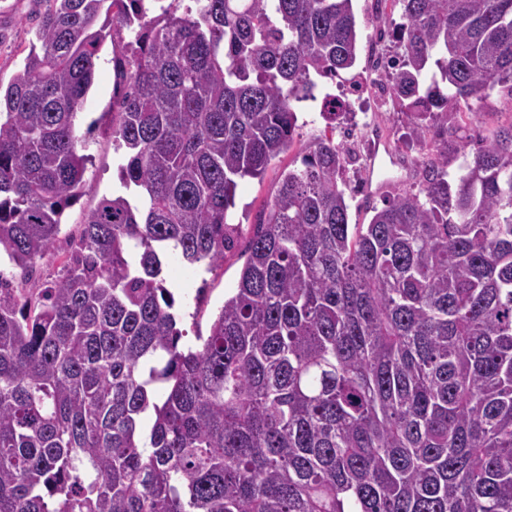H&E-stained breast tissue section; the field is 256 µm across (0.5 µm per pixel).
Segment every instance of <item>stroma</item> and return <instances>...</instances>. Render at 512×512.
<instances>
[{"label":"stroma","instance_id":"1","mask_svg":"<svg viewBox=\"0 0 512 512\" xmlns=\"http://www.w3.org/2000/svg\"><path fill=\"white\" fill-rule=\"evenodd\" d=\"M46 6L47 0H0V81L9 82L23 69L35 40L37 15ZM353 10L360 36L355 70L360 80L365 81L371 73L370 62L374 56L392 50L393 45L385 33L393 22L399 21L400 11L393 8L390 0H353ZM126 38V31L113 32L98 50L93 85L77 123L78 131L92 133L86 149L92 157L85 173L86 186L62 216L61 233L54 251L37 263L31 279L34 285L59 278L70 252V237L78 234L86 215L99 201L119 186L120 155L112 142V112L120 98L114 60L119 57ZM320 87L349 99L352 126L330 128L321 114L314 112L313 102L296 104L298 130L291 148L271 162L263 180L246 178L238 184L235 206L228 212V221L237 225L238 236L233 248L225 252L223 264L210 272L201 267L170 265L168 286L176 299L177 326L187 334L186 344H194L196 335L208 333L218 309L236 286L253 228L277 191L281 171L299 165L301 156L315 139L330 135L337 143L360 154L359 161L348 165L344 176L343 188L350 204L351 223H369L374 209L381 207L385 199L417 189L416 165L426 160L432 146L400 141L399 133L409 125L410 118L399 104L367 88L361 96L351 95L350 83L343 76L333 82L321 81ZM461 110L458 134L474 149L491 139L500 128L512 125V93L499 88L485 99L469 100ZM367 118L372 119L388 153L386 160L375 165L363 155L369 138L360 125Z\"/></svg>","mask_w":512,"mask_h":512}]
</instances>
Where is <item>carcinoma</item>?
Returning a JSON list of instances; mask_svg holds the SVG:
<instances>
[{
  "mask_svg": "<svg viewBox=\"0 0 512 512\" xmlns=\"http://www.w3.org/2000/svg\"><path fill=\"white\" fill-rule=\"evenodd\" d=\"M50 2L0 83V252L27 283L54 249L125 28L120 189L51 285L0 272V512H512V125L448 138L461 102L512 88V0H393L384 79L408 137H440L419 190L351 224L350 155L316 139L187 347L168 267L224 262L239 181L356 66L352 0Z\"/></svg>",
  "mask_w": 512,
  "mask_h": 512,
  "instance_id": "carcinoma-1",
  "label": "carcinoma"
}]
</instances>
